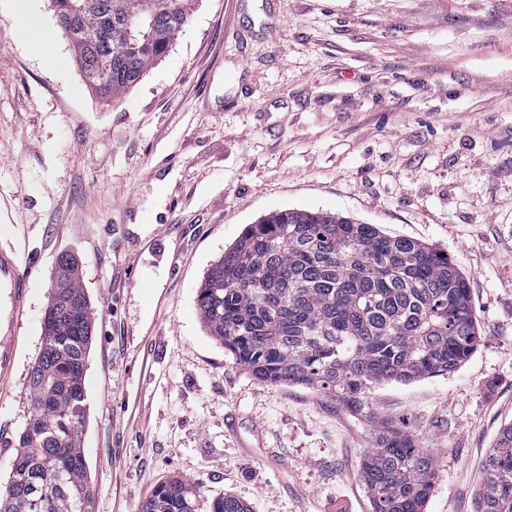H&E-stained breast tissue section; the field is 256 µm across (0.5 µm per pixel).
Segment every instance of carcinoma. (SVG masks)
I'll use <instances>...</instances> for the list:
<instances>
[{
    "label": "carcinoma",
    "instance_id": "cac0c4a2",
    "mask_svg": "<svg viewBox=\"0 0 512 512\" xmlns=\"http://www.w3.org/2000/svg\"><path fill=\"white\" fill-rule=\"evenodd\" d=\"M53 2L84 82L107 100L165 57L188 20V0ZM54 279L67 284L60 306L71 326L44 328L0 512H92L81 440L95 318L72 257L57 259ZM196 305L207 334L255 379L323 391L355 410L374 387L459 370L481 341L469 281L447 253L327 211L276 210L248 225L208 269ZM483 470L477 512H512V424ZM435 472L433 455L392 422L361 466L373 512H424ZM199 498L198 483L174 478L141 512H197ZM209 508L249 512L229 495Z\"/></svg>",
    "mask_w": 512,
    "mask_h": 512
}]
</instances>
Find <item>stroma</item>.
Instances as JSON below:
<instances>
[{
	"label": "stroma",
	"mask_w": 512,
	"mask_h": 512,
	"mask_svg": "<svg viewBox=\"0 0 512 512\" xmlns=\"http://www.w3.org/2000/svg\"><path fill=\"white\" fill-rule=\"evenodd\" d=\"M52 30L55 63L17 18ZM50 0H0V225L36 266L0 342V482L30 414L59 254L94 308L82 446L92 512L201 484L251 512H372L383 422L436 458L425 512H476L512 422V0H189L169 54L120 99L84 84ZM338 213L440 247L482 340L457 372L326 393L253 378L207 335L197 289L246 225Z\"/></svg>",
	"instance_id": "stroma-1"
}]
</instances>
